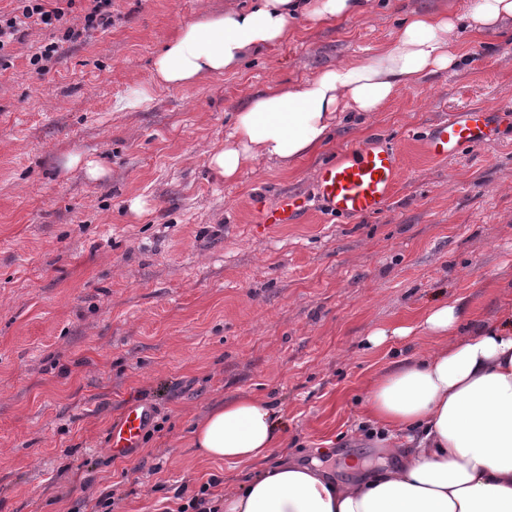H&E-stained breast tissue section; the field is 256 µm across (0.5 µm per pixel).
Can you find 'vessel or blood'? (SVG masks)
Masks as SVG:
<instances>
[{
    "mask_svg": "<svg viewBox=\"0 0 512 512\" xmlns=\"http://www.w3.org/2000/svg\"><path fill=\"white\" fill-rule=\"evenodd\" d=\"M512 122L506 109L494 106L463 107L421 136L425 153L433 159L454 157L466 149L494 141L502 126ZM402 168L397 145L377 140L348 145L335 160L322 164L316 174L313 197L284 194L271 207H258L256 222L263 228L303 223L311 207L328 218L348 222L382 213L390 204ZM151 418L148 406L127 405L112 429L108 450L116 456L138 448Z\"/></svg>",
    "mask_w": 512,
    "mask_h": 512,
    "instance_id": "b4317fda",
    "label": "vessel or blood"
}]
</instances>
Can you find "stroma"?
Segmentation results:
<instances>
[{
    "label": "stroma",
    "instance_id": "1",
    "mask_svg": "<svg viewBox=\"0 0 512 512\" xmlns=\"http://www.w3.org/2000/svg\"><path fill=\"white\" fill-rule=\"evenodd\" d=\"M230 0H112L107 30L29 25L0 67V512H176L177 488L242 468L200 456L194 420L251 395L288 416L290 455L340 471L384 446L362 414L373 374L407 349L370 347L449 295L491 319L512 290V127L447 159L428 125L467 104L512 109V31L465 42L464 63L343 122L319 155L263 158L235 181L208 157L234 112L271 85L388 44L402 20L462 0H377L372 17L295 23L292 39L236 71L166 89L156 51ZM73 38H65V30ZM58 53L34 69L38 46ZM146 89L144 104L116 110ZM393 141L402 170L383 213L256 230L258 206L306 193L351 143ZM102 173L90 177L88 164ZM153 414L139 448L107 450L125 406Z\"/></svg>",
    "mask_w": 512,
    "mask_h": 512
}]
</instances>
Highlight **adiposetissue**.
<instances>
[{"instance_id": "adipose-tissue-1", "label": "adipose tissue", "mask_w": 512, "mask_h": 512, "mask_svg": "<svg viewBox=\"0 0 512 512\" xmlns=\"http://www.w3.org/2000/svg\"><path fill=\"white\" fill-rule=\"evenodd\" d=\"M375 0H250L183 25L153 61V82L179 88L238 69L287 43L303 18L322 25L366 15ZM512 28V0H465L452 11L405 19L391 43L284 88L268 87L233 116L209 168L235 180L263 157L283 166L315 155L353 113L384 110L399 91L459 67L464 40ZM430 340L368 382L364 415L386 433L389 464L372 471L347 459L346 478L309 467L284 449L288 418L254 396L225 400L196 421L192 443L214 461L248 469L226 490L221 512H512V302L494 321L447 298L416 323L378 328Z\"/></svg>"}]
</instances>
